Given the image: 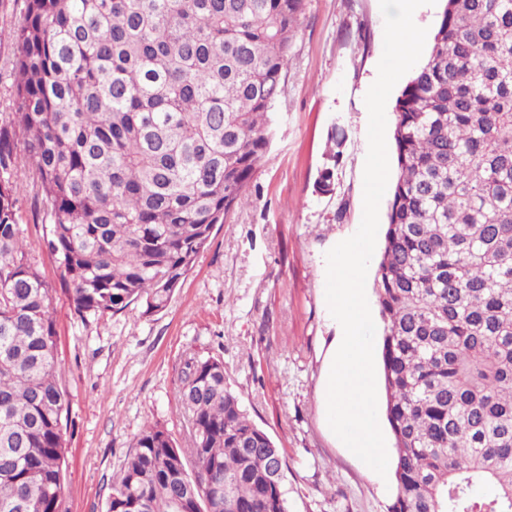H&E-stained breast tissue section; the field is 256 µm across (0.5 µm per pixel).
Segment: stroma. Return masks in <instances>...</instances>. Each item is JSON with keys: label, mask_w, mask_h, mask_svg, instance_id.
Wrapping results in <instances>:
<instances>
[{"label": "stroma", "mask_w": 512, "mask_h": 512, "mask_svg": "<svg viewBox=\"0 0 512 512\" xmlns=\"http://www.w3.org/2000/svg\"><path fill=\"white\" fill-rule=\"evenodd\" d=\"M19 0H0V112L13 93L8 32ZM379 0H308L292 42L274 136L248 203L215 225L208 247L161 313L140 306L80 320L59 284L28 188H20L31 262L54 286L59 379L70 401L62 512H105L112 479L147 423L186 431L176 389L187 353L213 355L287 464L289 512H387L382 479L332 432L322 392L342 334L326 303V253L358 230L368 149L364 97L377 78ZM345 144L333 192H318L332 130Z\"/></svg>", "instance_id": "35a3bbf8"}]
</instances>
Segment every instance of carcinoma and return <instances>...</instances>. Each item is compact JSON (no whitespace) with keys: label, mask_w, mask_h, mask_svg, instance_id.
Listing matches in <instances>:
<instances>
[{"label":"carcinoma","mask_w":512,"mask_h":512,"mask_svg":"<svg viewBox=\"0 0 512 512\" xmlns=\"http://www.w3.org/2000/svg\"><path fill=\"white\" fill-rule=\"evenodd\" d=\"M23 2L0 114V512H60L69 400L18 186L80 319L164 311L213 227L248 204L307 0ZM443 2L395 103L374 272L388 512H512V0ZM344 141L331 133L323 193ZM177 402L188 445L145 425L106 512H289L280 450L223 360L187 355Z\"/></svg>","instance_id":"1"}]
</instances>
